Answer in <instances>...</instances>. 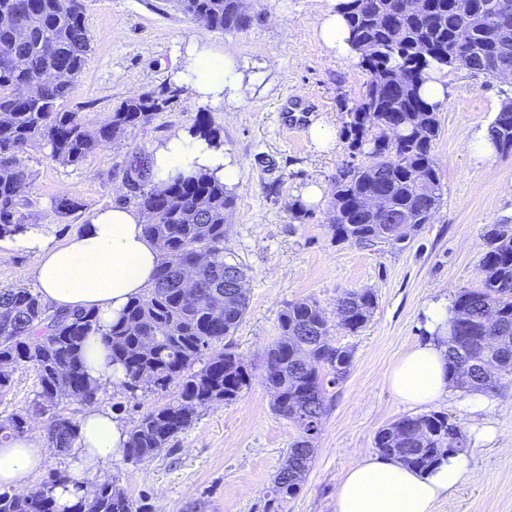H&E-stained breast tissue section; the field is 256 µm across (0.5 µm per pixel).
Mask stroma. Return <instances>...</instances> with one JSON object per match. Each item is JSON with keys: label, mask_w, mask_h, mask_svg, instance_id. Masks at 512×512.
Listing matches in <instances>:
<instances>
[{"label": "stroma", "mask_w": 512, "mask_h": 512, "mask_svg": "<svg viewBox=\"0 0 512 512\" xmlns=\"http://www.w3.org/2000/svg\"><path fill=\"white\" fill-rule=\"evenodd\" d=\"M85 4L91 50L64 110L93 123L125 100L176 83L200 35L213 51L231 50L239 87L215 105L181 92L147 122L127 127L111 148L75 166L52 161L44 146L32 147L25 157L33 178L26 220L44 225L61 244L93 212L134 205L126 183L131 168L145 163L175 130L207 114L239 169L224 256L243 265L249 304L227 342L253 372L241 397L200 410L154 459L135 463L119 455L87 471L84 482H111L140 512H336L342 475L374 453L380 428L413 412L393 395L386 376L405 351L425 342L428 304L480 288L487 227L512 225V152L478 162L465 148L512 97V84L444 68L448 93L433 148L442 171L440 209L410 242L339 243L327 223L329 190L349 159L346 109L360 98L369 74L357 60L329 54L316 35L317 19L333 0H246L254 21L238 33L202 29L173 0ZM316 123L335 127L333 148L311 141L308 131ZM313 183L326 192L308 204L302 195ZM62 199L71 203L69 213L58 212ZM15 286L36 288L35 268L0 240V288ZM364 288L377 299L370 321L355 332L331 330L332 344L350 348L353 363L345 381L327 391L310 470L295 497L274 501L273 478L296 434L273 411L259 370L264 350L279 335V314L286 303L311 298L331 315L344 292ZM12 378L9 392L0 396V419L26 413L34 403L35 371L22 365ZM174 395L170 389L134 399L115 384L99 393L94 406L127 427ZM469 399L453 388L430 405L456 419L467 440L466 472L433 512H512V377L486 394L484 409L471 411Z\"/></svg>", "instance_id": "obj_1"}]
</instances>
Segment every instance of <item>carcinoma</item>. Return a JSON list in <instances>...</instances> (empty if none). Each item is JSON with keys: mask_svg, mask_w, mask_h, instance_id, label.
<instances>
[{"mask_svg": "<svg viewBox=\"0 0 512 512\" xmlns=\"http://www.w3.org/2000/svg\"><path fill=\"white\" fill-rule=\"evenodd\" d=\"M512 0H418L419 7L391 12L393 0H340L338 10L360 67L370 78L347 109L351 157L336 177L328 226L333 237L358 245L396 244L430 223L443 199L433 154L440 129L438 105L424 95L429 72L462 66L489 78L512 71V41L502 40L495 14ZM198 25L242 32L253 22L239 0H176ZM85 0H0V239L25 228L24 207L32 175L24 163L36 142L63 165L112 147L119 133L148 119L178 96L165 87L121 103L95 126L60 109L72 96L90 51ZM488 135L495 151H512V99L502 101ZM133 198L147 217V236L161 261L151 288L101 330L91 311L50 310L26 287L0 288V395L12 368L37 375L32 410L47 417L46 438L73 447L76 424L59 409L64 400L92 403L100 388L88 378L83 350L101 333L112 360L125 370L121 386L135 395L175 386L168 403L147 411L127 432L125 457L148 461L194 422L197 409L233 402L248 387L251 368L224 339L234 335L247 310L244 272L224 258L227 217L235 196L216 177L179 175L158 189L146 187L141 170L128 176ZM379 194L394 222L363 208ZM482 287L462 290L453 301L448 340L451 384L464 392H491L512 376V227L485 232ZM370 290H351L336 303L338 324L362 328L372 317ZM279 336L264 352L265 385L273 409L291 421L297 436L287 448L272 493L286 501L300 491L326 412V392L347 377L352 351L330 343L331 325L313 299L290 302L278 318ZM201 367H196L197 363ZM32 416L0 423V443L24 434ZM380 454L426 471L448 455L466 452L458 422L443 412L402 416L375 436ZM0 512H61L54 491L0 492ZM67 512H137L133 500L104 481L92 485Z\"/></svg>", "mask_w": 512, "mask_h": 512, "instance_id": "1", "label": "carcinoma"}]
</instances>
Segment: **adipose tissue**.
I'll use <instances>...</instances> for the list:
<instances>
[{"label": "adipose tissue", "instance_id": "obj_1", "mask_svg": "<svg viewBox=\"0 0 512 512\" xmlns=\"http://www.w3.org/2000/svg\"><path fill=\"white\" fill-rule=\"evenodd\" d=\"M192 94L219 102L234 88L237 76L227 57L206 48L192 49L179 73ZM155 185L180 174L204 171L232 182L238 170L223 146L209 143L186 130L175 131L148 159ZM145 216L137 209L113 206L97 211L84 229L64 243H55L40 224L26 225L9 240L11 250L31 258L41 297L51 310L66 313L94 310L101 326L88 336L84 350L87 374L103 385L120 383L124 372L114 365L101 331L118 320L131 299L141 296L154 280L160 252L144 233ZM429 339L405 352L387 375L390 389L402 402L422 406L435 402L450 386L446 360L451 313L445 301L429 304ZM125 429L110 412L92 409L80 418L73 447L72 472L107 464L121 450ZM51 448L30 436L0 444V487L23 488L46 463ZM466 471L462 456H451L419 472L383 456H368L341 478L336 512H432L437 499L454 489Z\"/></svg>", "mask_w": 512, "mask_h": 512}]
</instances>
